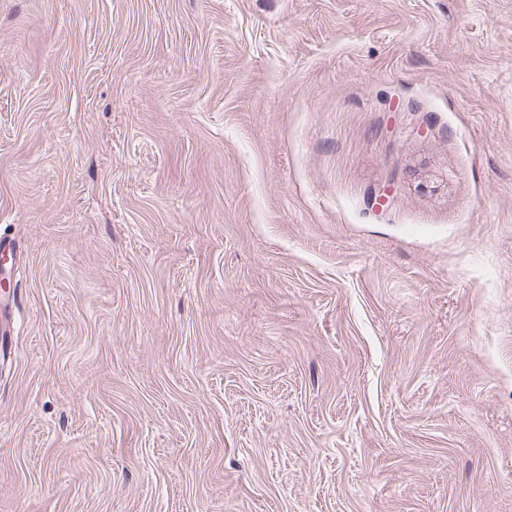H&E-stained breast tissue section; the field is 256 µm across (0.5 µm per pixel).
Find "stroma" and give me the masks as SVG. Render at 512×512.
<instances>
[{
  "label": "stroma",
  "instance_id": "obj_1",
  "mask_svg": "<svg viewBox=\"0 0 512 512\" xmlns=\"http://www.w3.org/2000/svg\"><path fill=\"white\" fill-rule=\"evenodd\" d=\"M3 235L0 512H512V0H0Z\"/></svg>",
  "mask_w": 512,
  "mask_h": 512
}]
</instances>
